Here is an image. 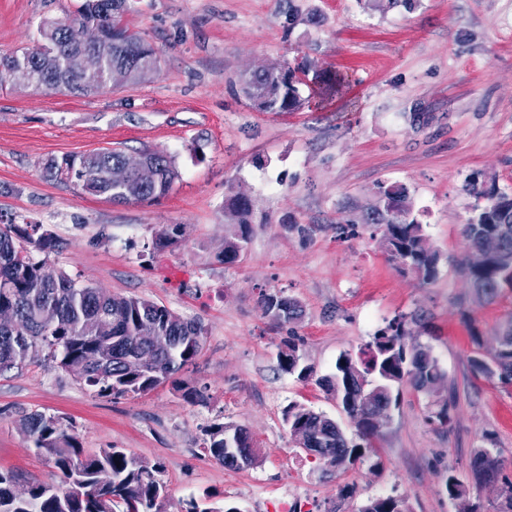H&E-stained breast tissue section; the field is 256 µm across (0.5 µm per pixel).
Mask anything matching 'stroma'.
<instances>
[{"label": "stroma", "instance_id": "stroma-1", "mask_svg": "<svg viewBox=\"0 0 512 512\" xmlns=\"http://www.w3.org/2000/svg\"><path fill=\"white\" fill-rule=\"evenodd\" d=\"M83 0H0V56L32 46L44 23L76 14ZM320 26L289 24L278 0H129L127 26L161 58L149 81L86 96L7 83L0 87V213L44 225L58 240L48 269L124 296L164 305L205 328L203 349L179 380L116 399L96 395L42 349L0 373V469L22 483L50 482L52 462L30 446L20 418L37 411L75 426L85 452L114 446L161 462L163 512L188 496L241 512H358L368 499L401 496L409 512H454L441 492L447 471L468 482L470 502L490 508L512 483V386L472 380L471 330L485 346L512 313V295L479 305L458 270L462 226L474 199L471 174L512 192V0H421L385 14L360 0H297ZM307 59L314 70L347 74L348 88L322 98L304 89L295 112L257 111L241 76ZM105 148L175 155L181 178L151 202L115 204L71 183L42 178L53 156ZM410 192L414 212L443 254L439 280L424 285L388 262L364 224L381 207L380 184ZM246 195L252 224L246 252L220 262L235 232L226 206ZM311 228L310 235L297 225ZM355 233L336 237V225ZM180 227L156 249L158 234ZM298 297L293 325H277L261 290ZM425 312L430 344L457 387L448 426L430 423L421 398L403 386L376 440V454L343 470L307 455L283 422L290 402L342 417L333 394L316 385L337 357L357 352L386 319ZM300 336L315 377L282 372L278 352ZM246 428L254 466L232 470L206 454L211 424ZM496 441L495 479L471 484L484 433ZM353 497L342 495L344 486Z\"/></svg>", "mask_w": 512, "mask_h": 512}]
</instances>
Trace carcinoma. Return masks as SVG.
Here are the masks:
<instances>
[{"label":"carcinoma","instance_id":"obj_1","mask_svg":"<svg viewBox=\"0 0 512 512\" xmlns=\"http://www.w3.org/2000/svg\"><path fill=\"white\" fill-rule=\"evenodd\" d=\"M128 0H84L73 17L56 28L41 31V43L25 47L0 59V83L25 76L38 88L86 95L108 87L112 70L128 72V82L140 83L153 77L143 69L151 59L160 67L155 49L124 23ZM367 8L384 12L401 6L413 10L418 0H364ZM99 25L115 32L112 44L102 50L103 66L86 73L79 66L80 49L71 41L74 26ZM302 78L285 80L266 68L242 77L240 90L261 112H294L304 98L309 67L299 66ZM314 83L326 96L348 85L341 73L315 75ZM145 160L158 170L157 181L148 187L131 176L121 187L107 178L108 168L121 162L124 151L106 150L80 156L65 155L48 160L41 170L47 181L73 182L90 195L104 196L117 203L145 202L165 196L180 177L175 155L146 149ZM466 190L478 203L463 225L467 248L480 246L487 234L501 237L507 255L512 256V200L504 194L485 191L477 177L468 179ZM385 204L373 210L365 226L389 234L388 256L402 274L415 276L422 284L437 282L443 255L426 235L413 214L408 189L403 185H380ZM228 221L239 231L224 237L220 258L226 265L236 263L249 240L252 223L248 198L235 197ZM31 244L49 253L56 247L50 231L41 224H17L0 218V306L14 309L17 325L0 330V372L23 364L30 350L41 346L61 369L71 372L102 397H125L149 392L193 363L199 354L204 328L196 320H185L152 300L112 294L102 288L80 284L63 271L50 272L45 262L34 260L26 249ZM460 272L469 282L475 301L497 302L512 292V270L497 259L481 268L461 263ZM261 304L266 315L278 324H290L302 317L303 304L281 291H264ZM54 309L50 324L40 322L38 313ZM424 332L430 328L423 314L401 312L385 322L358 356L341 353L333 371L316 379V384L336 395L343 411L358 431L356 442L341 425L322 412L292 402L284 410V421L299 447L329 467L339 469L375 452L374 441L381 435L383 421L391 407L398 405L406 384L427 400V419L445 425L456 406L453 393L443 395L448 372L429 344L408 341L410 326ZM474 348L468 358L473 378L512 385V314L496 334V346L486 348L472 337ZM302 338L292 335L278 354L282 371L305 382L312 367L301 353ZM32 447L47 456L60 473L58 483H30L17 490L18 477L0 470V512H161L167 486L161 478L163 467L150 464L123 448H101L86 454L72 424L63 417L42 413L21 416ZM204 450L228 468L239 469L256 463L255 443L249 432L235 425L214 424L207 430ZM491 451L480 447L472 479L478 485L490 480ZM443 492L457 512H480L470 503L464 483L448 471ZM184 512H241L236 507L221 510L207 498L189 497ZM357 512H408L397 497L367 500Z\"/></svg>","mask_w":512,"mask_h":512}]
</instances>
